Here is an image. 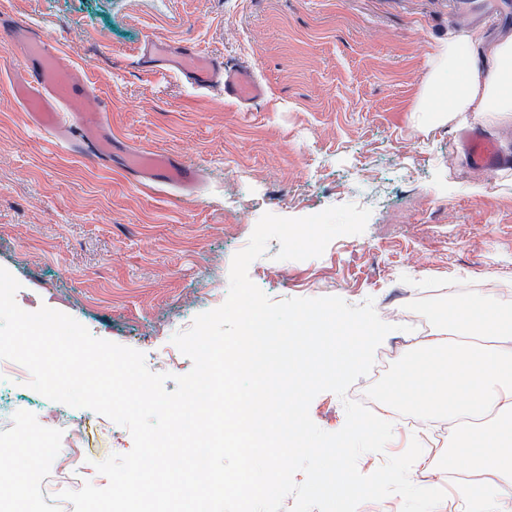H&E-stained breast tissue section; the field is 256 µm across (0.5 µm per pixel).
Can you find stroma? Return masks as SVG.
I'll return each instance as SVG.
<instances>
[{"label":"stroma","mask_w":512,"mask_h":512,"mask_svg":"<svg viewBox=\"0 0 512 512\" xmlns=\"http://www.w3.org/2000/svg\"><path fill=\"white\" fill-rule=\"evenodd\" d=\"M60 47L105 104L115 143L103 166L36 127L11 96L18 54L0 44V267L21 284L16 303L64 312L93 336L154 352L147 367L175 376L191 360L172 338L227 293L233 256L264 213L303 217L342 204L371 212L365 231L335 238L316 258L277 260L278 241L249 266L274 302L337 296L373 301L405 330L382 349L404 359L413 321L438 319L421 274L492 287L512 270V186L456 154V127L419 128L412 109L428 58L454 21L449 0H0V15ZM192 47L247 65L267 88L248 106L218 88L142 64L145 46ZM157 151L194 166V193L137 181L125 150ZM396 368L348 390L393 416L395 439L367 452L368 475L411 440L447 429L394 394ZM0 435L47 434L49 459L4 456L44 512L62 481L105 487L96 468L133 447L129 430L89 409L48 400L26 377L0 376ZM82 427L79 443L52 424Z\"/></svg>","instance_id":"obj_1"}]
</instances>
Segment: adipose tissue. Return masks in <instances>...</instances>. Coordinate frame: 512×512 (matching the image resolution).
I'll use <instances>...</instances> for the list:
<instances>
[{"instance_id": "adipose-tissue-1", "label": "adipose tissue", "mask_w": 512, "mask_h": 512, "mask_svg": "<svg viewBox=\"0 0 512 512\" xmlns=\"http://www.w3.org/2000/svg\"><path fill=\"white\" fill-rule=\"evenodd\" d=\"M430 126L476 121L512 132V33L489 37L485 27L458 22L431 53V70L416 106ZM497 289H470L452 316L411 346L397 388L421 417L448 425V466L483 476L459 490L466 512H512V307ZM435 461L417 454L400 483L420 484L425 512H445L447 492L435 480Z\"/></svg>"}]
</instances>
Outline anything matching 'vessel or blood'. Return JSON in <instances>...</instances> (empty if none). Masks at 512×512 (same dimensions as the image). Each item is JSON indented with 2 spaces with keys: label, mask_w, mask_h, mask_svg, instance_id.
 I'll list each match as a JSON object with an SVG mask.
<instances>
[{
  "label": "vessel or blood",
  "mask_w": 512,
  "mask_h": 512,
  "mask_svg": "<svg viewBox=\"0 0 512 512\" xmlns=\"http://www.w3.org/2000/svg\"><path fill=\"white\" fill-rule=\"evenodd\" d=\"M2 31L7 32L11 46L20 48L22 56L12 95L24 102L36 125L53 131L60 141L77 142L91 159L111 161L112 133L98 117L103 105L96 102L80 71L29 27L0 18ZM142 59L147 63L167 62L199 88L221 87L226 95L245 104L256 102L267 93L263 82L249 68L195 51L152 42ZM458 145L477 167L491 171L503 163L495 141L478 131L463 132ZM123 167L138 180L163 181L187 191L197 183L195 168L169 154L132 152L125 155Z\"/></svg>",
  "instance_id": "1"
}]
</instances>
